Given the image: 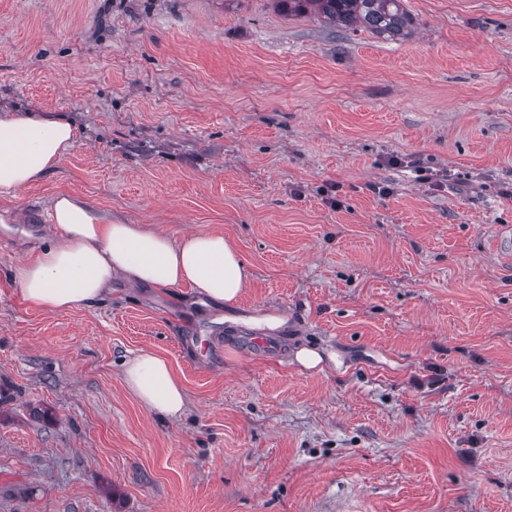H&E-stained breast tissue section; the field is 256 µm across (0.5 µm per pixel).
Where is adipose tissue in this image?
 Wrapping results in <instances>:
<instances>
[{
  "label": "adipose tissue",
  "instance_id": "adipose-tissue-1",
  "mask_svg": "<svg viewBox=\"0 0 512 512\" xmlns=\"http://www.w3.org/2000/svg\"><path fill=\"white\" fill-rule=\"evenodd\" d=\"M75 140L68 122L28 112L0 118V195L16 196L62 162ZM54 239L34 259L16 266L21 295L46 312L89 308L119 277L133 285L202 291L235 303L245 284L244 264L223 235L193 233L181 240L141 224L105 222L84 198L60 195L48 212ZM127 388L150 411L175 418L186 409L183 387L164 358L141 351L123 362Z\"/></svg>",
  "mask_w": 512,
  "mask_h": 512
}]
</instances>
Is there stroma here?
<instances>
[{
	"label": "stroma",
	"instance_id": "stroma-1",
	"mask_svg": "<svg viewBox=\"0 0 512 512\" xmlns=\"http://www.w3.org/2000/svg\"><path fill=\"white\" fill-rule=\"evenodd\" d=\"M404 6L390 40L273 0H0V117L76 131L0 196V512H512V0ZM61 193L224 234L240 298L32 306L10 274ZM141 350L180 417L126 387ZM127 388L150 411L175 418L186 409L183 387L164 358L140 351L122 363Z\"/></svg>",
	"mask_w": 512,
	"mask_h": 512
}]
</instances>
